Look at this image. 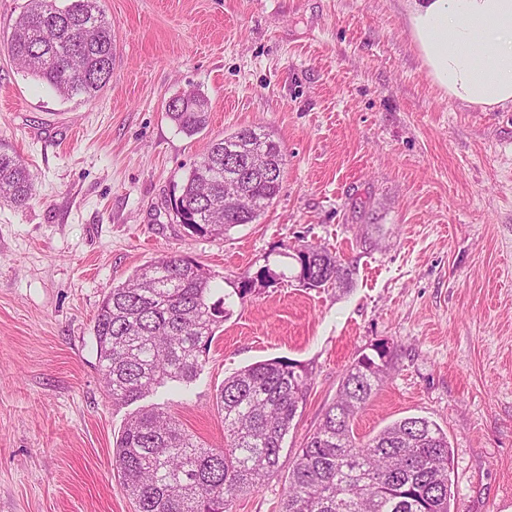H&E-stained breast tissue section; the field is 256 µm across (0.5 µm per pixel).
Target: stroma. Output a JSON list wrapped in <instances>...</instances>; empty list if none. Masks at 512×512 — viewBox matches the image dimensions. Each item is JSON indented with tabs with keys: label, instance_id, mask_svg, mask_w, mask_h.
<instances>
[{
	"label": "stroma",
	"instance_id": "stroma-1",
	"mask_svg": "<svg viewBox=\"0 0 512 512\" xmlns=\"http://www.w3.org/2000/svg\"><path fill=\"white\" fill-rule=\"evenodd\" d=\"M25 4L0 0V146L33 183L25 205L0 201V512H136L112 466L128 415L166 406L223 447L225 379L281 359L307 394L278 471L234 505L278 512L296 452L379 344L391 368L357 441L427 418L448 435L450 512H512V109L433 85L404 0H100L112 77L67 99L8 52ZM197 90L209 122L189 136L167 104ZM251 126L286 155L278 196L254 223L189 236L173 211L185 174ZM307 246L340 255L350 286L302 287ZM167 254L209 272L226 317L190 383L112 403L94 317ZM264 269L273 282L236 295Z\"/></svg>",
	"mask_w": 512,
	"mask_h": 512
}]
</instances>
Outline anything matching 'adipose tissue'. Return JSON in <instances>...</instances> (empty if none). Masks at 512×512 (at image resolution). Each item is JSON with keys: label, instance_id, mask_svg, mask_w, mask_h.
I'll return each mask as SVG.
<instances>
[{"label": "adipose tissue", "instance_id": "obj_1", "mask_svg": "<svg viewBox=\"0 0 512 512\" xmlns=\"http://www.w3.org/2000/svg\"><path fill=\"white\" fill-rule=\"evenodd\" d=\"M410 36L449 100L512 107V0H405Z\"/></svg>", "mask_w": 512, "mask_h": 512}]
</instances>
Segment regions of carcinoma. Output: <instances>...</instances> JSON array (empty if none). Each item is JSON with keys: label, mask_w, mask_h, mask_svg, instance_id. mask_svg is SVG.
Instances as JSON below:
<instances>
[{"label": "carcinoma", "mask_w": 512, "mask_h": 512, "mask_svg": "<svg viewBox=\"0 0 512 512\" xmlns=\"http://www.w3.org/2000/svg\"><path fill=\"white\" fill-rule=\"evenodd\" d=\"M115 30L99 0H28L7 39L17 64L60 95L94 96L112 77ZM208 102L181 96L168 116L187 135L207 124ZM261 156L277 175L246 176L239 210L224 209L225 168L231 152ZM285 154L259 127L211 144L187 172L174 199L178 222L192 235L222 236L251 224L280 192ZM30 173L0 149V200L18 206L31 195ZM298 280L306 288L349 283L352 271L329 250L298 251ZM210 277L183 256L158 257L104 295L94 337L107 394L127 404L156 387L187 383L201 366L224 302H210ZM391 362L387 346L347 368L336 400L299 449L279 512H450L448 436L435 423L407 417L356 443L353 422ZM307 390L297 365L267 360L224 380V447L206 448L163 407L131 416L117 437L112 465L137 512H232L237 497L259 488L279 467L283 441Z\"/></svg>", "instance_id": "cac0c4a2"}]
</instances>
